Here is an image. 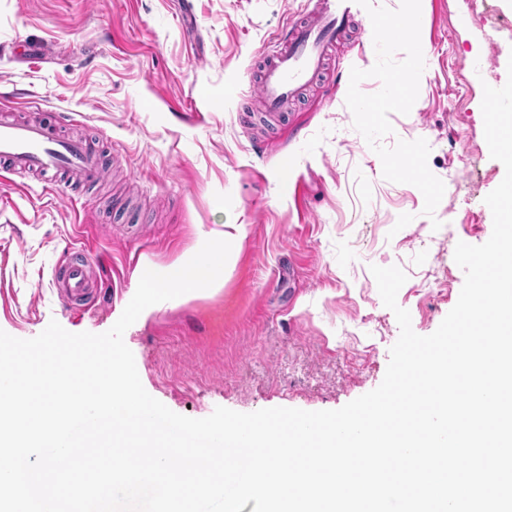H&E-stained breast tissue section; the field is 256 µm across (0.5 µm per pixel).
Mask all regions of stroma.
I'll use <instances>...</instances> for the list:
<instances>
[{
  "instance_id": "35a3bbf8",
  "label": "stroma",
  "mask_w": 512,
  "mask_h": 512,
  "mask_svg": "<svg viewBox=\"0 0 512 512\" xmlns=\"http://www.w3.org/2000/svg\"><path fill=\"white\" fill-rule=\"evenodd\" d=\"M308 0H0V109L74 112L111 174L79 190L33 176L0 185V330L22 339L57 321L102 333L119 319L145 262L172 264L202 237L237 225L222 285L139 316L124 334L145 390L173 412L215 407L335 410L382 382L399 326L369 267L407 275L397 301L433 333L456 304L457 242L485 243V197L505 175L490 156L483 84L512 60V0H421L425 69L409 114H391L387 146L426 139L445 184L423 213L410 184L382 176L353 127L346 90L312 88L277 125L242 120L229 95L249 83ZM46 57H20V44ZM483 70L473 67L474 60ZM371 24L337 44L327 74L370 69ZM290 173H283V165ZM89 247L100 288L84 304L52 272Z\"/></svg>"
}]
</instances>
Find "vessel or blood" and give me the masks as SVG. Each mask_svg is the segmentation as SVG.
<instances>
[{
	"instance_id": "obj_1",
	"label": "vessel or blood",
	"mask_w": 512,
	"mask_h": 512,
	"mask_svg": "<svg viewBox=\"0 0 512 512\" xmlns=\"http://www.w3.org/2000/svg\"><path fill=\"white\" fill-rule=\"evenodd\" d=\"M364 14L356 0H309L306 11L282 32L278 50L262 64L257 89L264 109L282 111L317 81L329 52ZM70 119L67 112L58 113L53 121L37 116L0 119V176L62 172L78 183L102 178L98 153L83 140L59 134L58 125ZM55 284L68 301L86 300L95 286L92 260L84 256L65 262Z\"/></svg>"
}]
</instances>
